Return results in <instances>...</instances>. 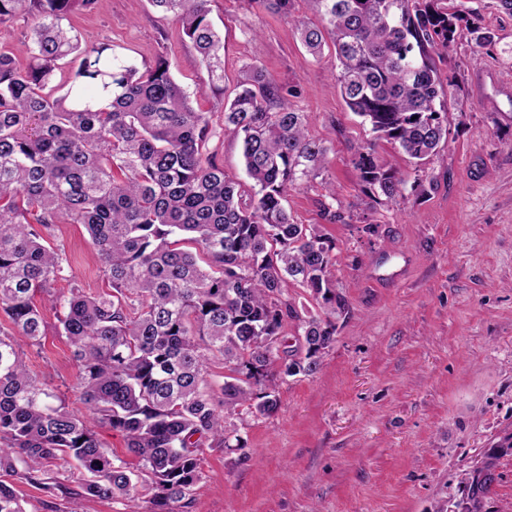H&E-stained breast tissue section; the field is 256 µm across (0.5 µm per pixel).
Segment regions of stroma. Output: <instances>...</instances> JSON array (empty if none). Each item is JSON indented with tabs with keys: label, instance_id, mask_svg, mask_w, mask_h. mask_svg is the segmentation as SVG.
Listing matches in <instances>:
<instances>
[{
	"label": "stroma",
	"instance_id": "obj_1",
	"mask_svg": "<svg viewBox=\"0 0 512 512\" xmlns=\"http://www.w3.org/2000/svg\"><path fill=\"white\" fill-rule=\"evenodd\" d=\"M460 11L437 58L454 83L450 135L415 165L393 145L376 149L405 181L401 197L367 209L351 158L371 136L332 84L331 53L301 46L291 21L255 0H210L224 37V91L174 15L150 0H96L72 15L85 44L107 43L140 65L165 57L200 112H220L242 67L260 63L327 148L315 179L288 192L298 223L320 225L335 245L331 278L349 302L336 341L310 376L278 388L280 407L239 429L238 448H210L188 512H454L459 482L485 448L512 433V13L497 0H447ZM349 223L324 221L326 184ZM374 233H366V224ZM73 254L72 282L108 288L82 225H58ZM40 382L81 409L77 364L66 337L49 332L26 351ZM47 496L16 491L26 512H148L88 497L79 473L52 467Z\"/></svg>",
	"mask_w": 512,
	"mask_h": 512
}]
</instances>
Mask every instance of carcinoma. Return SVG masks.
Here are the masks:
<instances>
[{
  "label": "carcinoma",
  "instance_id": "1",
  "mask_svg": "<svg viewBox=\"0 0 512 512\" xmlns=\"http://www.w3.org/2000/svg\"><path fill=\"white\" fill-rule=\"evenodd\" d=\"M95 0H0V23L32 17L24 47L0 51V473L52 495L47 467L83 474L90 497L150 494L153 512L190 504L205 449L228 448L244 423L280 403L276 380L313 375L348 311L329 274L330 240L294 221L290 188L317 178L326 148L267 71L244 65L224 113L197 112L167 59L140 68L112 45L83 46L72 14ZM172 13L224 93V40L209 0H151ZM286 16L317 56L332 43L337 86L374 139L415 165L448 140L447 92L435 66L453 41L458 12L442 0H257ZM79 66L56 82L59 62ZM242 143L250 184L224 172L208 145ZM361 192L393 201L404 181L375 143L351 159ZM82 224L112 292H52L70 260L51 244L58 224ZM303 288L320 312L301 317L284 290ZM42 296L36 302V296ZM52 310L77 362L83 415L30 372L22 344L41 347ZM298 320L302 352L280 350ZM224 365V381L208 377ZM120 434L129 462L99 430ZM512 455V435L465 473L461 497L484 512L495 480L484 469ZM0 512H26L0 479Z\"/></svg>",
  "mask_w": 512,
  "mask_h": 512
}]
</instances>
